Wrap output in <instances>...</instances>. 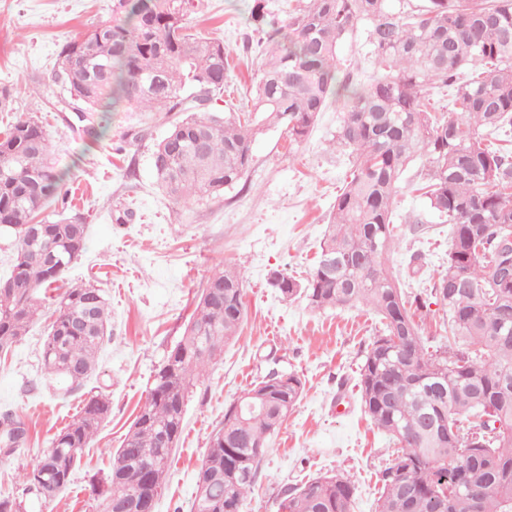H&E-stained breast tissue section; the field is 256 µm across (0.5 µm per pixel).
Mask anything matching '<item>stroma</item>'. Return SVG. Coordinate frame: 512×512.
<instances>
[{
  "label": "stroma",
  "mask_w": 512,
  "mask_h": 512,
  "mask_svg": "<svg viewBox=\"0 0 512 512\" xmlns=\"http://www.w3.org/2000/svg\"><path fill=\"white\" fill-rule=\"evenodd\" d=\"M116 0H0V86L14 88L13 109L0 112V128L17 116L35 117L52 143V162L66 172L69 192L47 213L87 225L85 252L59 280V292L92 283L111 310L110 336L98 353L96 374L73 387L48 376L41 348L51 321L42 315L27 336L0 357V413L24 422L28 437L15 454L0 455V496L22 495L20 473L50 448L91 395L105 393L111 414L86 448L66 489L49 501L31 500L29 512H99L90 488L109 473L119 447L146 397L153 375L180 340L197 296L216 268L228 265L244 279L245 317L236 338L191 388L180 440L155 512H190L209 438L224 412L273 369L295 373L302 397L280 430L242 512H277L285 489L336 473L356 487L352 512H376L377 475L396 450L360 406L358 373L378 318L363 305L315 310L282 298L270 286L273 272L305 276L314 264L336 195L351 173L346 151L332 139L348 102L330 99L300 142L274 125L253 144L244 179L216 199L177 204L157 187L151 167L154 143L175 113H101L98 138L78 136L75 113L56 111L38 97L49 85L66 42L111 21ZM253 0H190L192 33L222 41L228 53L225 91L213 107L235 111L261 63L263 34L251 22ZM343 70L370 84L380 75L357 29L339 47ZM144 131L140 141L128 133ZM427 167L416 159L405 172L393 205L394 221L421 213L415 189ZM450 227L431 225L426 238L403 237L387 264L406 292L429 293V276L444 269Z\"/></svg>",
  "instance_id": "obj_1"
}]
</instances>
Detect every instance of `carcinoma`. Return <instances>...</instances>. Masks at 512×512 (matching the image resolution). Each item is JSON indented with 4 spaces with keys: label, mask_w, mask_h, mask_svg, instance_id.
<instances>
[{
    "label": "carcinoma",
    "mask_w": 512,
    "mask_h": 512,
    "mask_svg": "<svg viewBox=\"0 0 512 512\" xmlns=\"http://www.w3.org/2000/svg\"><path fill=\"white\" fill-rule=\"evenodd\" d=\"M189 0H118L112 21L60 50L57 110L94 115L108 105L184 112L155 143L151 165L175 203L218 197L237 185L266 123H284L299 142L331 95L349 102L336 143L354 155V171L336 196L309 276L276 271L282 297L317 309L369 306L381 319L359 371L364 413L399 445L379 474L377 512H512V0H426L417 10L391 0H304L288 24L267 22L266 0L251 20L264 32V61L253 82L248 117L211 112L224 90V43L189 31ZM382 72L370 85L340 75V43L358 25ZM452 88L450 109L428 111L432 85ZM46 129L20 116L0 136V236L17 244L0 288V354L19 344L41 315L37 290H48L83 255L84 224L43 219L34 241L16 225L61 194L64 177L50 161ZM425 156L423 212L412 228L451 225L447 267L431 275L430 295L448 308L439 336L457 349L426 352L410 296L384 256L401 229L393 204L406 167ZM183 336L154 376L144 405L112 453L104 484L92 488L103 512H136L135 501L165 489L193 381L224 352L244 319L243 278L214 270ZM110 311L91 285L56 301L42 362L50 376L81 385L97 366ZM265 408L235 412L210 437L191 512H241L276 433L303 392L293 373H268L252 388ZM111 411L90 396L73 422L22 474L25 490L54 498ZM25 424L0 415V453L25 442ZM354 485L316 476L284 491L278 512H351Z\"/></svg>",
    "instance_id": "cac0c4a2"
}]
</instances>
